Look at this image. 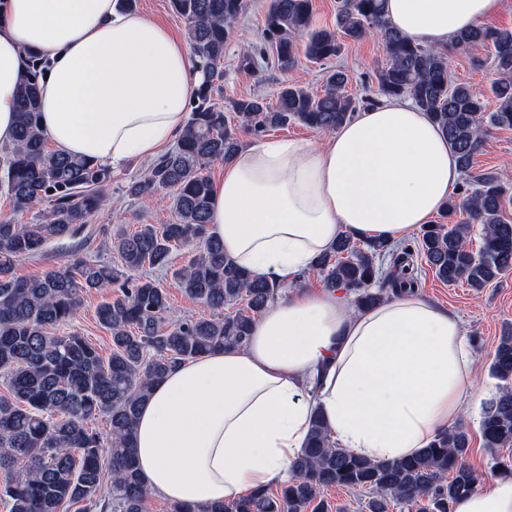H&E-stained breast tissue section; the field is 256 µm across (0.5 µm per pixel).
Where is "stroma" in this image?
Returning a JSON list of instances; mask_svg holds the SVG:
<instances>
[{
  "mask_svg": "<svg viewBox=\"0 0 512 512\" xmlns=\"http://www.w3.org/2000/svg\"><path fill=\"white\" fill-rule=\"evenodd\" d=\"M247 4V10L238 22L224 56L220 104H227L229 99L243 95L274 96L279 83L285 80L315 92L321 90L322 66L305 59L285 74L272 68L257 76L242 67L240 46L246 41H261L267 0H247ZM485 56V51L480 48L466 53L450 50L449 69L455 79L470 83L481 93H488L492 79L490 68H479L473 64L474 59ZM385 61L383 45L375 37L360 42L345 41L337 59L338 65L351 73L349 92L358 95L363 92L366 74ZM147 165V160L134 159L113 171L111 182L101 191L102 205L89 218L82 233L76 239L52 243L42 256L18 262L16 274L32 278L41 275L47 268L63 265L77 243L81 244L82 254L88 259L114 264L111 238L115 229L121 227L132 232L143 224L165 223L170 216L169 191L160 190L140 200L128 198L125 194L127 183L140 176ZM474 170L478 173L494 172L512 181V130L491 131L475 159ZM412 263L418 271L419 295L461 319L465 336L475 354L473 384L455 423L467 430L470 436L467 464L479 479H486L495 474L494 461L482 446L479 423L487 402L498 391V382L490 373L495 348L503 331L512 328V271L503 275L497 283L476 292L462 282L452 286L442 283L421 253L413 254Z\"/></svg>",
  "mask_w": 512,
  "mask_h": 512,
  "instance_id": "35a3bbf8",
  "label": "stroma"
}]
</instances>
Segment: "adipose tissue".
Instances as JSON below:
<instances>
[{"instance_id":"ef3b65f1","label":"adipose tissue","mask_w":512,"mask_h":512,"mask_svg":"<svg viewBox=\"0 0 512 512\" xmlns=\"http://www.w3.org/2000/svg\"><path fill=\"white\" fill-rule=\"evenodd\" d=\"M504 4L386 0L385 17L447 49ZM35 59L53 150L111 169L170 145L199 81L183 42L117 0H0V148L14 143L17 89ZM460 177L441 131L403 98L360 110L323 142L262 139L226 162L211 233L239 266L295 288L246 345L191 359L154 387L134 430L145 484L200 505L285 482L318 416L339 447L371 460L427 448L471 386L460 319L411 292L357 311L302 282L341 232L398 243L431 223ZM454 512H512V477L485 480Z\"/></svg>"}]
</instances>
